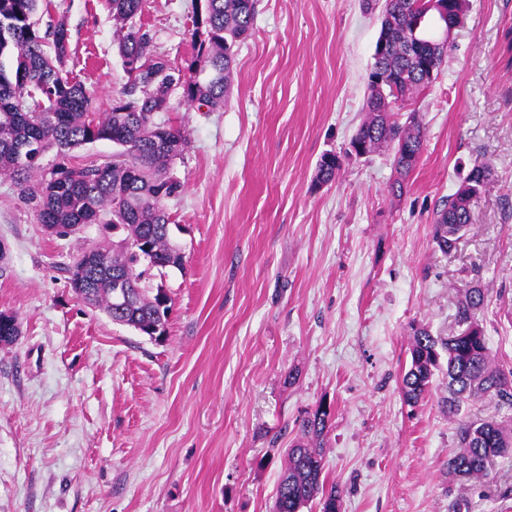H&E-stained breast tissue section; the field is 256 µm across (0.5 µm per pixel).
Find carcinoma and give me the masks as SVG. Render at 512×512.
Here are the masks:
<instances>
[{"label":"carcinoma","mask_w":512,"mask_h":512,"mask_svg":"<svg viewBox=\"0 0 512 512\" xmlns=\"http://www.w3.org/2000/svg\"><path fill=\"white\" fill-rule=\"evenodd\" d=\"M41 1L50 2L0 0V176L11 179L22 197L36 202L38 223L61 225L60 237L74 234L72 224H101L124 233L127 240L144 241L158 267L182 266L183 256L169 239L170 215L163 201L179 191L167 171L186 141L177 128L157 121V114L170 110L177 91L189 106H205L211 112L224 108L236 48L254 24L255 0H197L193 53L185 67L151 54L150 30L136 22L145 0H109L113 19L127 28L119 42L127 82L103 113L89 111V95L67 70L70 40L64 19H50L43 32L34 23ZM429 3L363 0L365 9L381 10L378 40L386 43L384 55L374 57L358 130L366 154L394 144L421 152L420 124L411 115L400 123L390 108L426 91L431 81L424 64L438 69L447 54L448 47L436 43L440 19ZM5 58L10 60L7 67ZM96 141H110L123 151L100 163H71V152ZM50 149L56 150L59 161L54 166L57 179L47 186L37 175L40 159ZM393 166L397 177L390 193L400 197L413 163L399 151ZM490 177L489 167L474 166L436 212L432 240L440 252L448 253L469 230L472 207ZM97 250L107 258L100 267H85L81 252L67 268L70 276L89 281L82 297L86 304L127 325H147L167 316L171 305L160 310L155 304L161 288L151 293L141 287L134 254L109 246ZM118 274L126 277L135 297L122 310L112 305V280ZM487 297V289L478 285L461 294L456 319L463 330L446 339L424 326L415 329L410 362L401 378L408 404L418 403L428 391L444 357L448 397L443 405L448 415L458 416L465 401L484 396L512 410V369L493 360L480 320ZM331 415V408L322 404L302 420V441L288 450L275 512H302L316 498L322 512L339 507L338 485L327 484L321 454ZM456 439L459 451L448 458V473L462 479H483L497 458L512 451V427L493 417L459 421Z\"/></svg>","instance_id":"carcinoma-1"}]
</instances>
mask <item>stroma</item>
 Masks as SVG:
<instances>
[{"label":"stroma","instance_id":"35a3bbf8","mask_svg":"<svg viewBox=\"0 0 512 512\" xmlns=\"http://www.w3.org/2000/svg\"><path fill=\"white\" fill-rule=\"evenodd\" d=\"M70 33L67 68L107 111L126 82L107 0H51ZM151 51L191 55L192 0H147ZM380 32L361 0H257L222 111L172 95L160 118L187 140L169 176L170 237L183 265L151 269L173 309L157 343L80 300L66 269L100 225L56 238L0 177V512H273L287 450L332 409L324 472L340 512H512V456L456 480L458 419L512 410L441 405L444 372L417 405L401 376L414 330L457 333L465 288L494 361L512 368V0H466L430 87L407 102L424 131L402 197L393 156L349 144ZM328 152L341 167L315 183ZM477 164L492 177L448 253L433 219Z\"/></svg>","mask_w":512,"mask_h":512}]
</instances>
